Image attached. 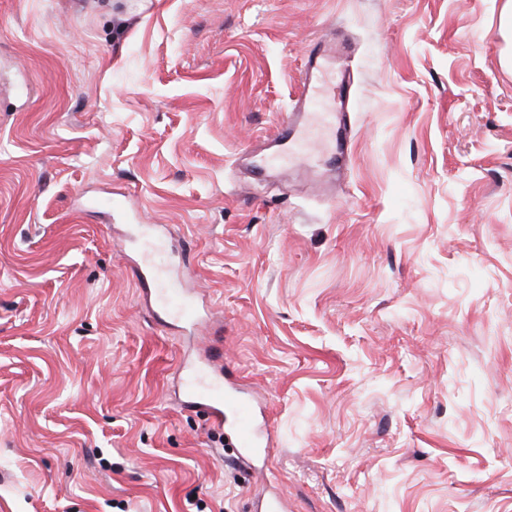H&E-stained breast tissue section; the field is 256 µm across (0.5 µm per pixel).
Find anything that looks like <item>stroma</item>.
Returning a JSON list of instances; mask_svg holds the SVG:
<instances>
[{
	"mask_svg": "<svg viewBox=\"0 0 512 512\" xmlns=\"http://www.w3.org/2000/svg\"><path fill=\"white\" fill-rule=\"evenodd\" d=\"M507 2L0 0V512H512ZM323 38L342 180L254 175ZM217 339L269 461L176 403ZM143 255L145 261L140 268L137 269L142 284L146 287L150 285H159L161 299L167 309L172 311L179 319L183 321H191L195 317V307L188 297L172 292L169 288H164L165 284V265L161 261L158 248L152 241H146L143 244Z\"/></svg>",
	"mask_w": 512,
	"mask_h": 512,
	"instance_id": "stroma-1",
	"label": "stroma"
}]
</instances>
